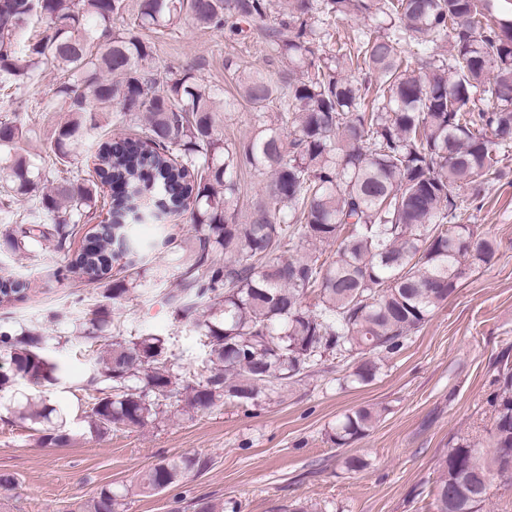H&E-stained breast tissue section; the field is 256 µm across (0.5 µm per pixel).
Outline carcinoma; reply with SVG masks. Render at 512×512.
Wrapping results in <instances>:
<instances>
[{"mask_svg":"<svg viewBox=\"0 0 512 512\" xmlns=\"http://www.w3.org/2000/svg\"><path fill=\"white\" fill-rule=\"evenodd\" d=\"M191 18L218 31L245 23L265 35L288 68L279 82L262 70H239L240 96L254 110L253 136L238 147L218 133L216 91L193 73L154 77L153 44L141 32L168 35ZM364 20L353 46L318 54L328 36L322 18ZM101 28L95 37L88 27ZM47 20L51 34L31 40ZM52 63L73 80L59 86L56 110L68 115L50 136L55 164L70 146L112 115L135 137H107L94 153V176L61 177L39 187L40 172L19 153L28 130L0 119V163L11 189L35 194L21 223L5 233L16 253L61 252L71 271L109 277L132 240L141 211L188 205L190 228L168 243L182 251L169 303L192 321L207 348L206 373L191 407L229 400L258 407L282 384L308 376L323 357L353 385H367L383 360L448 301L465 268L486 264L494 242L471 223L499 164L512 152V24L492 19L480 0H0V92ZM488 105L479 108L476 100ZM270 177L267 199L238 220L243 168ZM110 220L95 225L91 245L67 240L93 214L102 189ZM334 246L327 255L317 251ZM281 249L286 258L275 257ZM131 272L109 298L141 286ZM33 283L6 277L0 303L28 295ZM317 293L318 302L306 298ZM108 324L97 307L80 323L83 337ZM116 334L95 358L80 390L90 433L145 427L182 401L190 370L155 335ZM34 329L0 331V395L14 420L39 429L41 444L72 441L67 415L47 393L60 368ZM29 392L16 395L19 382ZM493 421L484 441L462 438L448 449L431 491L432 512H483L492 481L512 473V365L497 369ZM381 414L344 413L330 438L338 447L370 434ZM207 460H161L141 478L144 492L171 488ZM123 494L103 486L83 512H118Z\"/></svg>","mask_w":512,"mask_h":512,"instance_id":"cac0c4a2","label":"carcinoma"}]
</instances>
